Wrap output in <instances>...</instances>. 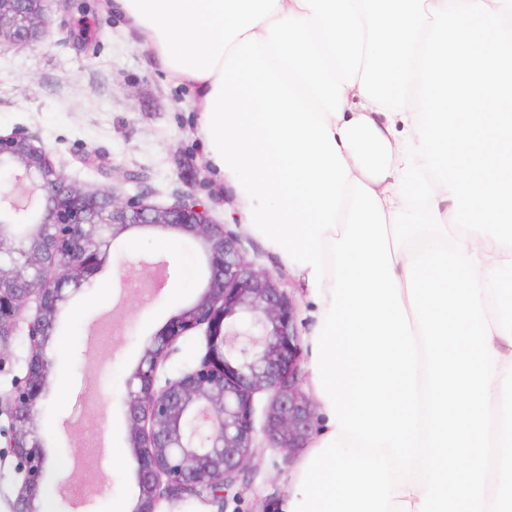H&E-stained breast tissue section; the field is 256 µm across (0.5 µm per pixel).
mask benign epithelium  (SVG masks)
<instances>
[{
    "mask_svg": "<svg viewBox=\"0 0 512 512\" xmlns=\"http://www.w3.org/2000/svg\"><path fill=\"white\" fill-rule=\"evenodd\" d=\"M44 0H0V40L25 42L45 24ZM132 193L83 192L66 184L37 134L0 133V349L15 333L26 305L30 356L26 373L0 395L10 423L8 447L21 485L12 512H40L47 466L34 427L45 394L47 346L68 290L99 270L111 240L130 227H154L204 241L207 282L199 298L144 343L124 382L139 495L133 512H157L163 499L206 497L224 507L225 492L247 475L255 456L253 395L267 391L263 435L271 448L294 456L318 430L313 400L299 387L301 338L295 297L271 273L246 260L240 234L215 223L205 206L185 197L166 206L139 190L143 175L125 173ZM200 330L204 347L171 378L165 366L177 341Z\"/></svg>",
    "mask_w": 512,
    "mask_h": 512,
    "instance_id": "obj_1",
    "label": "benign epithelium"
}]
</instances>
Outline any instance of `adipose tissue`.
<instances>
[{
    "mask_svg": "<svg viewBox=\"0 0 512 512\" xmlns=\"http://www.w3.org/2000/svg\"><path fill=\"white\" fill-rule=\"evenodd\" d=\"M109 7L152 50L169 78L191 89L202 110L233 45L253 35L265 38L271 21L308 11L301 0H110ZM411 127L410 114L387 119L355 86L345 88L342 115L330 121L351 177L376 192L388 216L402 206L393 184L404 166L399 132ZM464 244L466 253L480 261L481 306L499 356L490 384L491 425L497 428L501 380L512 364V247L474 230L467 232Z\"/></svg>",
    "mask_w": 512,
    "mask_h": 512,
    "instance_id": "ef3b65f1",
    "label": "adipose tissue"
}]
</instances>
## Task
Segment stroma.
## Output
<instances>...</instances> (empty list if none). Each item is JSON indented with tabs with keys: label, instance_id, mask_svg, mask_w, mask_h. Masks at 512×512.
Returning a JSON list of instances; mask_svg holds the SVG:
<instances>
[{
	"label": "stroma",
	"instance_id": "1",
	"mask_svg": "<svg viewBox=\"0 0 512 512\" xmlns=\"http://www.w3.org/2000/svg\"><path fill=\"white\" fill-rule=\"evenodd\" d=\"M47 25L27 42H0V132L23 127L39 134L67 184L84 191L125 190L123 176L144 174L149 202L168 205L191 193L211 219L239 231L246 257L279 277L298 304L297 328L309 346L315 299L303 274L258 236L245 231L233 188L211 167L192 94L174 85L136 34L114 16L107 0H45ZM131 262L117 269V256ZM169 264L164 289L149 297L123 291L126 280L153 275L152 261ZM200 239L133 227L114 240L98 272L71 298L50 339L53 359L35 426L49 459L68 458L67 474L47 467L43 486L56 487L54 512H73L71 487H87V512H132L138 486L122 394L142 344L204 285ZM110 297L96 299L100 285ZM117 320L115 336L99 332ZM248 480L237 483L224 508L201 499L162 502L158 512H280L302 456L255 441Z\"/></svg>",
	"mask_w": 512,
	"mask_h": 512
}]
</instances>
